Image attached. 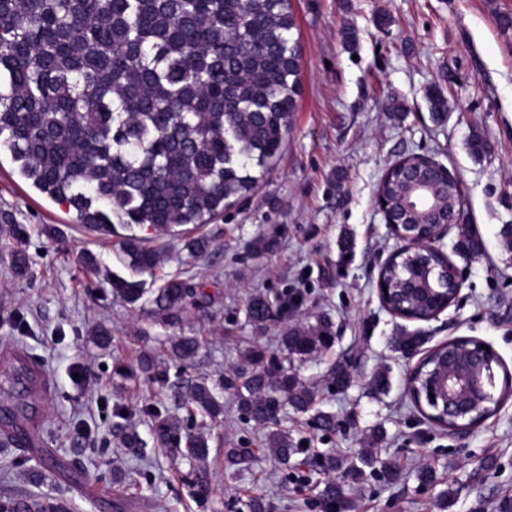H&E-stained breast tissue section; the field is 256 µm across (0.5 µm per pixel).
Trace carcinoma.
<instances>
[{
	"mask_svg": "<svg viewBox=\"0 0 512 512\" xmlns=\"http://www.w3.org/2000/svg\"><path fill=\"white\" fill-rule=\"evenodd\" d=\"M290 0H0V152L19 163L21 175L48 198L73 213L74 223L92 232L114 231V225L145 226L156 235L181 228L179 236L192 256L206 253L212 237L201 228L224 213L230 200L246 197L254 188L251 172L264 169L280 153L288 120L299 95V39ZM432 116L447 115L441 90L430 94ZM395 171L379 190L391 209L407 207V174ZM430 208L409 215L416 222L435 220L436 212L455 203L453 183H433ZM151 239L130 235L125 252L140 272L156 276L161 252ZM444 259L438 255L401 252L393 255L381 277L390 288L388 302L413 316L428 313L421 301L400 291L419 268L431 267L429 286L443 301H452L454 286L439 279ZM12 272L25 277L30 260L22 249L11 251ZM154 288L114 276L111 292L136 308L140 300L164 327L182 325L190 316L207 313L212 295L188 280L162 276ZM288 295L249 299L245 316L256 328L288 320ZM331 324L284 329L279 348L252 347L245 353L248 368L225 388L235 391L245 419L263 428L273 459L283 469L297 468L303 453L279 415L290 406L306 412L313 390L289 367L294 357H306L332 342ZM206 338L169 336L163 355L186 369L194 365ZM435 349L405 382L407 395L424 387L447 357ZM147 374L160 388H181L167 370L151 360L138 369L119 363L116 371L134 379ZM348 365L339 362L331 385L349 386ZM512 395L509 375L499 399L458 419L437 415L438 425L452 431L458 423L475 424L492 417L498 400ZM186 416L161 411L156 399H145L133 411L124 405L112 411V436L138 454L136 472L150 475L149 459L141 455L145 442L133 428L138 415L151 423L158 447L189 461L182 483L198 500L208 498L210 424L224 415L215 386L199 378L186 387ZM15 425L35 441L43 433L36 409L27 397L7 409ZM82 469L53 461L41 469L28 458L14 456L0 468L28 474L41 487L61 468ZM376 470L387 482L400 478L394 465L377 463L372 449L360 453V465L347 471L353 482ZM328 509L346 498L341 485L328 482L321 493ZM0 512H69L66 499L45 492L0 491Z\"/></svg>",
	"mask_w": 512,
	"mask_h": 512,
	"instance_id": "obj_1",
	"label": "carcinoma"
}]
</instances>
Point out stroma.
I'll list each match as a JSON object with an SVG mask.
<instances>
[{
  "label": "stroma",
  "instance_id": "stroma-1",
  "mask_svg": "<svg viewBox=\"0 0 512 512\" xmlns=\"http://www.w3.org/2000/svg\"><path fill=\"white\" fill-rule=\"evenodd\" d=\"M302 49L301 93L283 149L249 196L227 208L206 255L193 257L181 239L167 235L154 245L164 257L163 273L178 274L215 294L209 317L195 316L181 328L208 335L186 378L205 377L220 386L224 421L211 430L216 456L213 492L192 498L181 481L186 460H171L157 449L145 422L137 430L154 462L153 479L136 474L137 457L112 443L114 403L136 407L156 397L175 410L171 390L116 375V359L128 361L157 352L166 336L148 310H134L111 292L119 276L149 281L132 269L124 252V228L115 234L70 228L65 206L24 179L9 153H0V214L25 225L22 247L31 274L16 278L7 240L0 237V351L20 344L51 381L37 412L47 433L46 447L60 460L82 459L84 476L56 482L69 495L71 512H246L250 498L263 497L272 512H319L325 483L342 481L353 512H491L512 498V397L494 416L461 433L436 428L405 393L408 373L430 350L467 337L488 344L499 359L496 378L512 373V252L499 235L512 224V0H291ZM356 32L347 45L344 29ZM440 87L448 100L443 122L431 117L428 93ZM479 134L490 154L477 157L468 142ZM432 157L464 186L462 224L448 228L445 253L464 279L455 303L430 321L391 316L378 300L380 267L397 246L375 206V189L386 167L399 156ZM63 228L51 236V226ZM273 241V251L256 250L257 240ZM479 243L463 253L460 242ZM95 253L100 271L82 267L84 251ZM299 297L302 311L326 316L333 345L291 362L307 384L316 386L312 412L286 409L281 426L301 447L336 455L340 469L310 471L305 483L287 481L264 449V429L240 414L225 372L239 364L252 343L275 347L280 323L256 332L245 319L254 295ZM104 323L112 344L101 348L91 329ZM419 336L414 356L395 343L402 334ZM339 360L350 363L352 382L328 389L326 378ZM388 371L387 392L369 381ZM335 414L332 434L317 430L313 412ZM384 436L379 460L396 463L400 480L369 478L343 482L356 465L374 429ZM436 481L421 488L419 466ZM447 508H438L442 493Z\"/></svg>",
  "mask_w": 512,
  "mask_h": 512
}]
</instances>
